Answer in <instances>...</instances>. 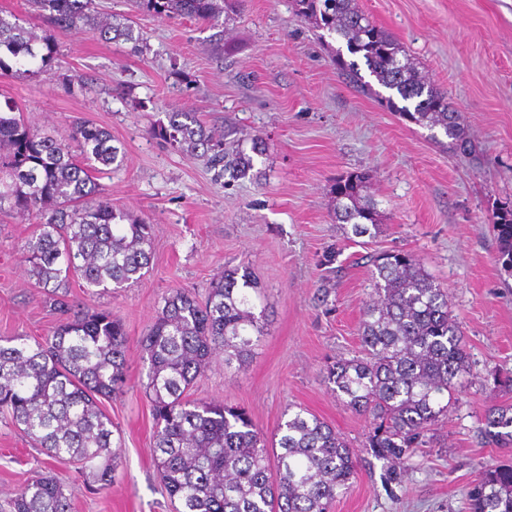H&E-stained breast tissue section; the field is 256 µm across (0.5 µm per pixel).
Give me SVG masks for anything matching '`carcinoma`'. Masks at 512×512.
<instances>
[{
  "label": "carcinoma",
  "instance_id": "obj_1",
  "mask_svg": "<svg viewBox=\"0 0 512 512\" xmlns=\"http://www.w3.org/2000/svg\"><path fill=\"white\" fill-rule=\"evenodd\" d=\"M332 54L340 75L362 93L447 138L456 154L473 152L464 118L448 94L419 70L400 40L372 23L355 0H294ZM54 30L82 31L100 40L135 39L128 24L95 10L94 0H28ZM150 12L224 28L239 0H142ZM340 46H334V43ZM389 91L383 95L360 74ZM55 43L0 10V72L23 75L52 67ZM162 134L182 149L203 150L224 176V137L192 112H173ZM70 143L32 130L15 101L0 102V212L31 217L37 230L22 248L28 273L52 286L48 302L58 315L52 335L30 340L0 337V416L10 419L47 455L89 470L97 489L114 478V423L101 400L123 392L127 336L119 316L91 302L74 305L70 277L92 298L139 280L149 271L152 227L132 220L101 195L94 173L121 166L112 134L93 122L76 123ZM367 177L348 174L335 186L336 223L362 237L379 230L375 203L364 195ZM512 272V205L493 213ZM374 294L363 309V357L326 364L325 382L347 405L371 419L366 447L390 465L431 446L429 427L448 410L458 380L470 369L448 301L415 255L375 257ZM258 284L247 267H224L205 300L186 289L163 299L140 339L148 360L145 392L154 420L157 474L176 512H330L357 474V454L345 439L303 409L289 414L266 439L243 409L190 398L210 360L244 364L264 334L266 308L255 311ZM479 434L488 446L512 447V404L488 407ZM470 512H512V465L483 466L469 496ZM9 512H72L64 482L49 472L14 492Z\"/></svg>",
  "mask_w": 512,
  "mask_h": 512
}]
</instances>
